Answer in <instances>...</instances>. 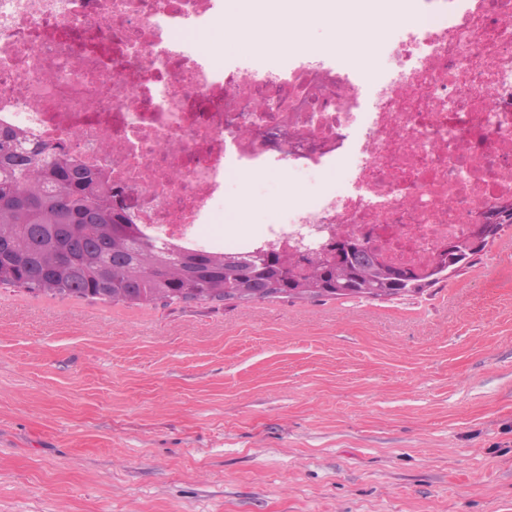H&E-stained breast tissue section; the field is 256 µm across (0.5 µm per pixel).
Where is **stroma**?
<instances>
[{
	"label": "stroma",
	"mask_w": 512,
	"mask_h": 512,
	"mask_svg": "<svg viewBox=\"0 0 512 512\" xmlns=\"http://www.w3.org/2000/svg\"><path fill=\"white\" fill-rule=\"evenodd\" d=\"M344 179L267 172L209 229ZM0 512H512V228L377 300L0 286Z\"/></svg>",
	"instance_id": "1"
}]
</instances>
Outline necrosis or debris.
I'll return each instance as SVG.
<instances>
[{"mask_svg": "<svg viewBox=\"0 0 512 512\" xmlns=\"http://www.w3.org/2000/svg\"><path fill=\"white\" fill-rule=\"evenodd\" d=\"M227 2L0 0V131L102 174L140 236L182 251L355 239L423 272L512 206V0H424L426 23L391 17L373 78L318 54H204L190 34L222 25ZM327 167L343 187L289 199L264 234L201 233L218 206H248L230 180Z\"/></svg>", "mask_w": 512, "mask_h": 512, "instance_id": "1", "label": "necrosis or debris"}]
</instances>
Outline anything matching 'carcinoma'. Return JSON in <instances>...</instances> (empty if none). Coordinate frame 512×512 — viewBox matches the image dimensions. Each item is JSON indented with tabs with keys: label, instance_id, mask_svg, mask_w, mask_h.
I'll list each match as a JSON object with an SVG mask.
<instances>
[{
	"label": "carcinoma",
	"instance_id": "obj_1",
	"mask_svg": "<svg viewBox=\"0 0 512 512\" xmlns=\"http://www.w3.org/2000/svg\"><path fill=\"white\" fill-rule=\"evenodd\" d=\"M0 133V285L111 303H249L272 298L366 299L418 293L473 263L482 249L454 241L453 261L425 277L393 268L357 240L337 245L338 260L305 258L306 281L285 276L297 257L260 252L174 253L132 231L112 209V187L47 147L22 155Z\"/></svg>",
	"mask_w": 512,
	"mask_h": 512
}]
</instances>
